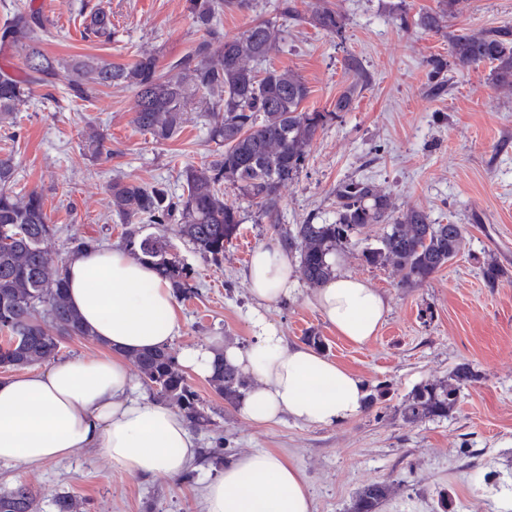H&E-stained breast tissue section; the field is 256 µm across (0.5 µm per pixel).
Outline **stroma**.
Instances as JSON below:
<instances>
[{
	"label": "stroma",
	"mask_w": 512,
	"mask_h": 512,
	"mask_svg": "<svg viewBox=\"0 0 512 512\" xmlns=\"http://www.w3.org/2000/svg\"><path fill=\"white\" fill-rule=\"evenodd\" d=\"M314 2L296 0L303 19L289 22L269 61L303 77L311 90L306 110L333 118L282 190L280 223L333 220L337 186L367 180L398 208L463 225L460 252L417 288L401 287L392 266L364 264L362 245L338 252L337 272L363 279L389 307L378 335L361 347L337 336L308 304L306 282L293 298L266 309L287 344L318 333L323 353L368 384L372 400L360 415L332 426L288 418L259 426L194 376L190 382L215 426L197 432V457L187 475L145 479L114 469L90 448L32 469L0 462V488L31 483L42 492L39 512H54L58 493L82 501L85 512H205L207 482L226 460L254 450L272 452L302 472L311 512H347L357 489L375 481L393 487L381 512H512V281L491 288L482 274L488 262L512 274V88L493 86L488 65L453 64L450 52L453 35L512 28V0H463L440 33L399 21L437 8L439 0H324L343 17L337 35L309 21ZM25 4L42 11L49 29L42 47L57 58L130 64L150 52L166 71L202 37L185 0H0V23L13 6ZM98 8L110 13L111 34L86 37ZM435 58L448 63L440 91L431 74ZM351 59L365 82L350 109L339 113L336 100L353 78ZM135 99L132 89L116 86L103 88L91 103L72 102L60 88H38L28 109L0 124V154L15 159L16 192L40 191L59 229L51 250L64 252L73 233L123 245L127 227L109 208L112 178L163 181L178 196L184 168L211 160L216 146L201 108L190 107L179 133L158 144L133 124ZM90 124L104 134L105 153L85 150ZM224 197L238 206L243 222L221 261L195 253L176 225L141 227L146 235L164 234L194 271L193 294L177 300L175 352L217 336L240 347L252 341L254 302L245 269L255 248L281 238L255 203L230 188ZM461 364L476 379L461 387L448 417L404 423L400 408L411 391L447 379Z\"/></svg>",
	"instance_id": "stroma-1"
}]
</instances>
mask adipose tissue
Listing matches in <instances>:
<instances>
[{
	"label": "adipose tissue",
	"instance_id": "1",
	"mask_svg": "<svg viewBox=\"0 0 512 512\" xmlns=\"http://www.w3.org/2000/svg\"><path fill=\"white\" fill-rule=\"evenodd\" d=\"M67 297L101 356L59 360L45 369L0 378V461L38 466L93 448L113 467L147 478H174L196 456L186 419L172 406L138 395L129 354L170 344L181 325L170 283L122 247H98L70 258ZM246 279L261 312L245 348L214 340L181 349L186 371L209 378L216 356L254 382L240 411L265 425L288 417L323 426L343 423L368 405L356 374L303 345H289L263 316L291 297L299 272L284 250L262 245L250 257ZM348 342L377 335L387 311L382 293L364 280L338 274L308 299ZM206 512H311L301 472L280 456L253 451L225 463L205 488Z\"/></svg>",
	"mask_w": 512,
	"mask_h": 512
}]
</instances>
